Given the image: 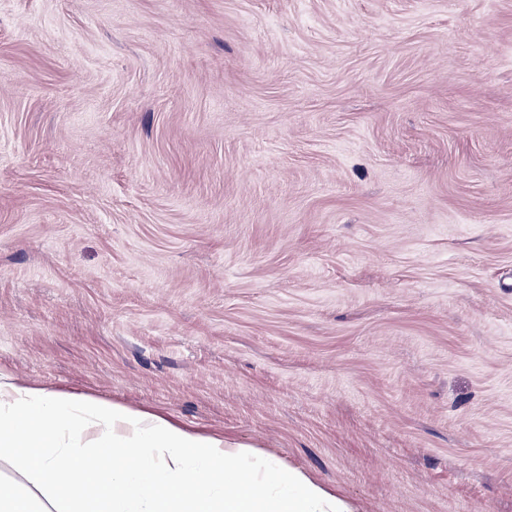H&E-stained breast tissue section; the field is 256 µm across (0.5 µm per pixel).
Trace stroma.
I'll use <instances>...</instances> for the list:
<instances>
[{"label":"stroma","mask_w":512,"mask_h":512,"mask_svg":"<svg viewBox=\"0 0 512 512\" xmlns=\"http://www.w3.org/2000/svg\"><path fill=\"white\" fill-rule=\"evenodd\" d=\"M0 375L512 512V0H0Z\"/></svg>","instance_id":"1"}]
</instances>
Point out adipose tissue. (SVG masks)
Here are the masks:
<instances>
[{"label":"adipose tissue","instance_id":"obj_1","mask_svg":"<svg viewBox=\"0 0 512 512\" xmlns=\"http://www.w3.org/2000/svg\"><path fill=\"white\" fill-rule=\"evenodd\" d=\"M0 512H352L297 470L119 405L0 379ZM249 459L253 478H243Z\"/></svg>","mask_w":512,"mask_h":512}]
</instances>
